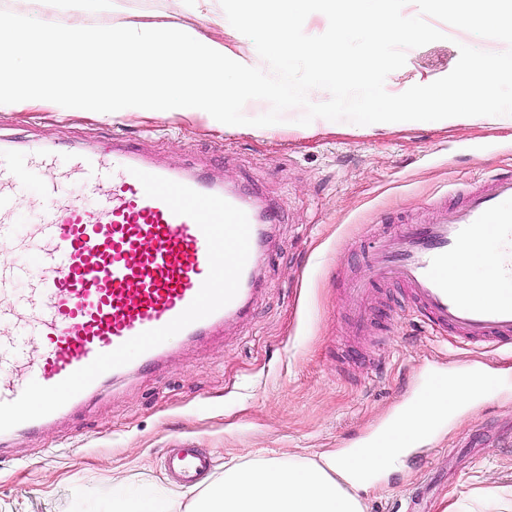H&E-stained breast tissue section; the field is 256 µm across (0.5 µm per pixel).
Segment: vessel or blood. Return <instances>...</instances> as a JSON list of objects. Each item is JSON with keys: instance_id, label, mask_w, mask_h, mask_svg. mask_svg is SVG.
<instances>
[{"instance_id": "b4317fda", "label": "vessel or blood", "mask_w": 512, "mask_h": 512, "mask_svg": "<svg viewBox=\"0 0 512 512\" xmlns=\"http://www.w3.org/2000/svg\"><path fill=\"white\" fill-rule=\"evenodd\" d=\"M31 163L58 175L42 186L41 213L24 229L15 221L14 203L27 171L12 161L10 149L0 147V243L36 255L29 266L0 252V319L13 321L10 331L0 332V402L22 394L19 371L52 386L98 354L165 326L192 302L209 272L204 234L191 218L145 195L134 175L144 164L131 146L117 143L108 158L77 150L62 159L44 150ZM70 181L80 182L96 205L86 208L63 197ZM181 182L242 209L250 224L238 292L229 304L182 330L183 338L193 340L218 323L247 317L275 217L263 201L239 189L198 176ZM493 227L500 231L494 262L502 287L497 297L475 299L459 286L460 261L485 243ZM367 262L371 275L354 281V298L370 294L377 284L394 283L400 288L398 310L416 314L460 347L484 353L512 346V171L462 189L459 202L440 199L433 221H409L382 235ZM34 336L42 340L36 350L30 343ZM168 466L189 482L209 460L200 449L186 447L169 456Z\"/></svg>"}]
</instances>
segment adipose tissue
Wrapping results in <instances>:
<instances>
[{
    "instance_id": "obj_1",
    "label": "adipose tissue",
    "mask_w": 512,
    "mask_h": 512,
    "mask_svg": "<svg viewBox=\"0 0 512 512\" xmlns=\"http://www.w3.org/2000/svg\"><path fill=\"white\" fill-rule=\"evenodd\" d=\"M485 386L481 378L450 379L440 395L409 404L398 414L402 435L391 442H363L315 461L292 463L259 450L251 463L226 468L220 481L190 500L187 512H363L355 487L394 464L416 438L476 399Z\"/></svg>"
}]
</instances>
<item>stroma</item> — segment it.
Segmentation results:
<instances>
[{"label": "stroma", "instance_id": "obj_1", "mask_svg": "<svg viewBox=\"0 0 512 512\" xmlns=\"http://www.w3.org/2000/svg\"><path fill=\"white\" fill-rule=\"evenodd\" d=\"M40 10L72 23L167 25L194 30L234 55L258 60L250 39L222 19L220 0H41ZM442 40L408 51L385 85L399 94L448 75L460 45L499 52L504 43L444 26ZM256 130L217 125L206 115L119 117L59 112L50 105L0 107V138L14 159L30 147L83 150L119 138L175 171L197 172L261 193L278 214L272 255L247 322L198 342L172 341L158 368L99 388L71 415L0 444V512H106L120 488L182 490L167 474L170 448L187 442L212 458L207 479L256 450L288 459L354 447L412 402L434 362L462 373L467 351L402 312H377L393 289L354 302L345 277L370 274L371 237L407 218L434 216L440 197L512 169V121L485 116L464 125L348 121ZM366 311L363 320L351 316ZM476 365L486 389L408 455L358 488L364 512H512V352Z\"/></svg>", "mask_w": 512, "mask_h": 512}]
</instances>
